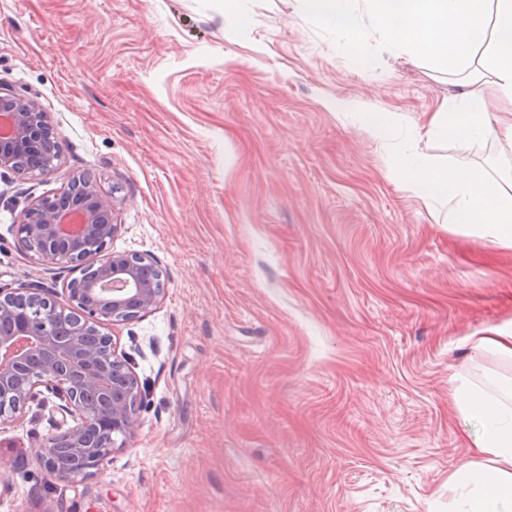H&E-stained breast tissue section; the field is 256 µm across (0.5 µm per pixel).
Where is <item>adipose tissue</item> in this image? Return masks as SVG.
Returning a JSON list of instances; mask_svg holds the SVG:
<instances>
[{
    "label": "adipose tissue",
    "instance_id": "obj_1",
    "mask_svg": "<svg viewBox=\"0 0 512 512\" xmlns=\"http://www.w3.org/2000/svg\"><path fill=\"white\" fill-rule=\"evenodd\" d=\"M305 15L357 33L366 12L393 48L461 75L464 89L447 111L432 113L426 137L452 135L460 147L491 141L512 155V0H300ZM509 106L488 112L486 92ZM406 182L424 202L448 200L449 230L512 250V165L496 174L454 168L413 155ZM456 408L480 430L465 434L472 450L452 475L467 488L460 512H512V381L489 392L470 380L454 389Z\"/></svg>",
    "mask_w": 512,
    "mask_h": 512
}]
</instances>
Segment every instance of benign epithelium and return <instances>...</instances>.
<instances>
[{
  "label": "benign epithelium",
  "instance_id": "1",
  "mask_svg": "<svg viewBox=\"0 0 512 512\" xmlns=\"http://www.w3.org/2000/svg\"><path fill=\"white\" fill-rule=\"evenodd\" d=\"M49 115L37 97L0 86V171L19 178L48 176L59 161ZM112 199L91 181H73L20 212L17 233L24 252L48 264H93L92 277L67 282L68 304L49 288L21 282L0 289V423L16 419L46 389L57 410L76 424L34 451L61 480L90 477L112 454L116 436L131 437L142 402L139 381L118 356L112 336L90 345L83 334L107 322H129L156 308L157 263L108 250L120 225Z\"/></svg>",
  "mask_w": 512,
  "mask_h": 512
}]
</instances>
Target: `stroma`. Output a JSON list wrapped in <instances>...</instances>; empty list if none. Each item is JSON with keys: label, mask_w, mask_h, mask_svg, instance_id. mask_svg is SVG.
Wrapping results in <instances>:
<instances>
[{"label": "stroma", "mask_w": 512, "mask_h": 512, "mask_svg": "<svg viewBox=\"0 0 512 512\" xmlns=\"http://www.w3.org/2000/svg\"><path fill=\"white\" fill-rule=\"evenodd\" d=\"M0 0V84L38 97L56 171L0 176V288L59 303L71 268L18 246L31 200L92 175L158 262L162 302L103 325L145 395L96 473L58 480L33 451L62 422L0 424V512H448L471 452L453 377L512 366L476 349L512 323V251L448 229L399 169L456 76L304 17L299 0ZM366 112L394 113L385 142ZM453 167L498 146L424 147Z\"/></svg>", "instance_id": "1"}]
</instances>
